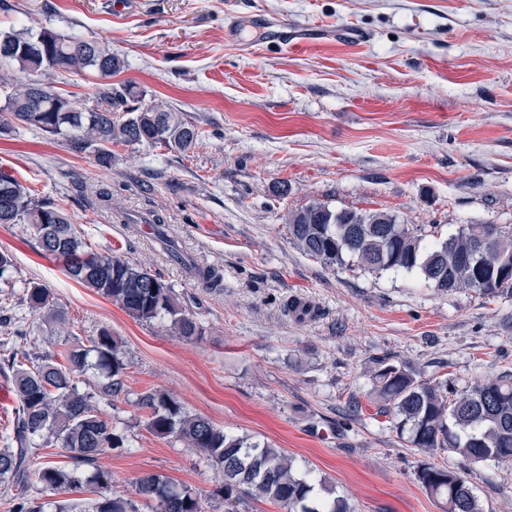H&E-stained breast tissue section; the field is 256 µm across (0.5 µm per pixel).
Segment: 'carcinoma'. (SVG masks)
<instances>
[{
	"label": "carcinoma",
	"instance_id": "obj_1",
	"mask_svg": "<svg viewBox=\"0 0 512 512\" xmlns=\"http://www.w3.org/2000/svg\"><path fill=\"white\" fill-rule=\"evenodd\" d=\"M16 48L0 55V87L7 89V109L14 119L61 139L76 151L91 149L97 160L112 162V146L147 144L186 153L200 138L197 128L171 108L142 104L143 93L132 83L107 84L97 105L81 107L60 92L50 75L92 69L104 78L125 67L103 43L43 28L0 32V43ZM116 112L124 113L112 118ZM0 224H29L45 255L61 262L70 278L119 304L143 321H170L178 335L197 338L202 329L160 275L118 255H103L86 242L63 207L37 201L31 190L0 170ZM288 233L304 254L328 265L350 259L368 272L416 273L439 293L473 290L512 297V228L500 224H463L444 238L424 243L418 228L400 224L383 210L331 209L321 202L288 215ZM205 287L221 290L211 267L192 264ZM29 307L51 309L48 288H26ZM27 331L13 336L0 369L11 372L18 397L10 443L0 448V485L5 512H43L27 489L40 484L64 492L85 483L97 498L92 512H137L133 501L112 490V476L96 468L100 456L128 447L107 414L80 392L89 366L106 377L99 394L107 403L123 390L124 357L103 331L91 346L70 345L40 355L24 348ZM378 414L396 419L408 443L425 456L438 450L463 460L456 468L423 461L416 480L440 500L445 512H485L470 486L469 463L512 462V374L483 375L459 393L446 379L420 380L405 365L384 361L372 374ZM147 410V428L172 436L198 450L217 471L216 495L232 505L245 496L277 503L284 512H352L346 499L314 495V480L299 472L291 457L266 442L224 431L206 417L190 416L172 395L147 392L139 399ZM62 448L72 466L43 460L45 448ZM137 494L156 501V512H202L197 494L159 474L136 481Z\"/></svg>",
	"mask_w": 512,
	"mask_h": 512
}]
</instances>
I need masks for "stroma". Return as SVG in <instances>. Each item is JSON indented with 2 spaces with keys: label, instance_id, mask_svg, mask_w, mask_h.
I'll list each match as a JSON object with an SVG mask.
<instances>
[{
  "label": "stroma",
  "instance_id": "obj_1",
  "mask_svg": "<svg viewBox=\"0 0 512 512\" xmlns=\"http://www.w3.org/2000/svg\"><path fill=\"white\" fill-rule=\"evenodd\" d=\"M50 27L103 42L145 103L197 125L181 154L116 145L112 163L12 121L0 96V170L63 203L93 250L160 273L202 340L129 316L42 255L27 224H0L13 265L0 298L45 353L111 333L127 361L112 421L131 450L102 455L139 512L158 473L225 512L200 453L144 425L139 397L175 396L225 431L268 442L355 512H443L416 481L422 454L379 416L371 373L405 364L457 391L512 371V300L441 295L417 275L328 267L297 249L288 213L314 201L402 223L512 226V0H0V31ZM288 28L296 46L273 37ZM163 218L164 248L151 225ZM224 277L213 291L186 262ZM54 295L39 319L25 289ZM308 302L298 319L288 302ZM485 512H512V463L472 464Z\"/></svg>",
  "mask_w": 512,
  "mask_h": 512
}]
</instances>
